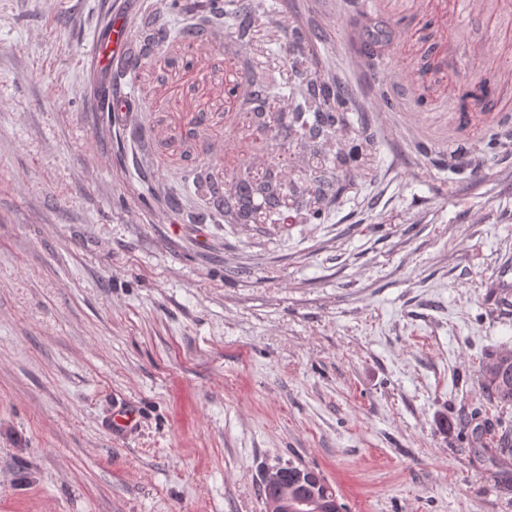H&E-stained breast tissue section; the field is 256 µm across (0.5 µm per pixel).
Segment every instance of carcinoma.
Returning a JSON list of instances; mask_svg holds the SVG:
<instances>
[{
    "label": "carcinoma",
    "mask_w": 512,
    "mask_h": 512,
    "mask_svg": "<svg viewBox=\"0 0 512 512\" xmlns=\"http://www.w3.org/2000/svg\"><path fill=\"white\" fill-rule=\"evenodd\" d=\"M207 15L196 26L184 29L180 36L197 40L206 28L224 25L228 38H237L239 51L251 47L250 32L255 26L258 6L251 0H207ZM287 45L284 53L292 79L283 83L274 76L246 71L239 79L247 85V95L238 108L244 134L261 128L265 135L260 146L270 152L271 160L281 165L279 152L285 146L305 140L307 156L290 158L288 165V202L285 210L297 214L300 224H319L334 203L333 181L352 186L357 174L348 168L349 157L337 145L340 134L351 125L352 101L345 87L334 79L308 74L310 43L314 35L298 27H284ZM468 91L460 97L459 111L467 117L468 101L483 102L490 94L486 79L462 75ZM512 148V131L494 133L484 152ZM245 163L232 175L231 185H211L209 193L213 211L210 220L218 224H276L285 220L284 213L273 210L277 203V184L270 179L251 175ZM481 385L489 401L512 405V350L497 353L482 366Z\"/></svg>",
    "instance_id": "cac0c4a2"
}]
</instances>
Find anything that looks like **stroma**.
<instances>
[{
    "mask_svg": "<svg viewBox=\"0 0 512 512\" xmlns=\"http://www.w3.org/2000/svg\"><path fill=\"white\" fill-rule=\"evenodd\" d=\"M166 2L0 0V512H265L263 473L290 464L347 512H512V405L480 383L512 348V151L477 164L472 138L512 128V0H259L244 60L223 27L178 37L204 0ZM293 20L370 162L324 223L200 222L185 171L264 159L224 86L281 68ZM150 22L170 36L128 72ZM374 27L394 38L372 68ZM466 72L496 102L467 127ZM106 87L132 108L103 111ZM108 25L110 26L109 35L105 38L98 39L96 45V56L100 64L104 59L118 54L122 44V33L119 22L113 23L111 19Z\"/></svg>",
    "mask_w": 512,
    "mask_h": 512,
    "instance_id": "obj_1",
    "label": "stroma"
}]
</instances>
